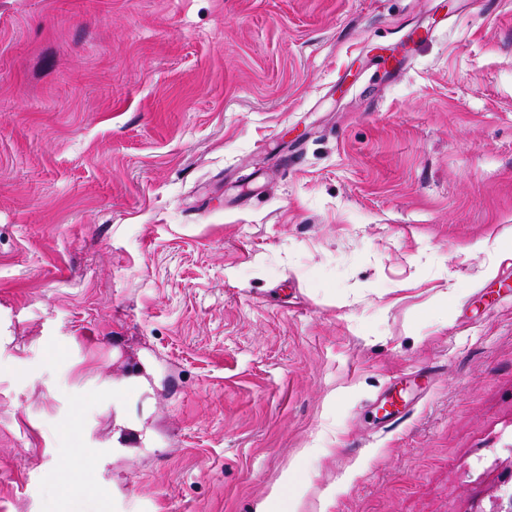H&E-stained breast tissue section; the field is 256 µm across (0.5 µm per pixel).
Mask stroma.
Masks as SVG:
<instances>
[{
  "instance_id": "1",
  "label": "stroma",
  "mask_w": 512,
  "mask_h": 512,
  "mask_svg": "<svg viewBox=\"0 0 512 512\" xmlns=\"http://www.w3.org/2000/svg\"><path fill=\"white\" fill-rule=\"evenodd\" d=\"M287 468L283 512L512 474V0H0V512Z\"/></svg>"
}]
</instances>
